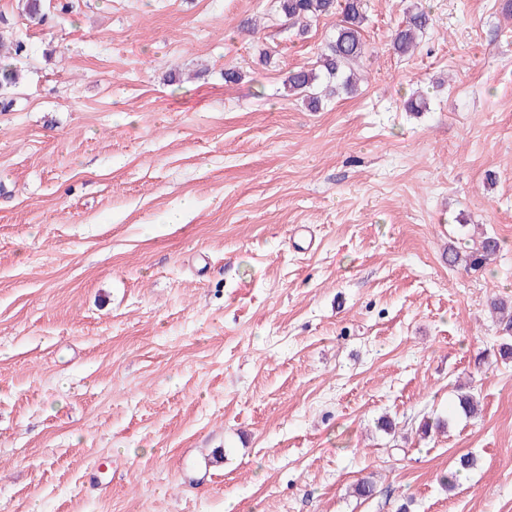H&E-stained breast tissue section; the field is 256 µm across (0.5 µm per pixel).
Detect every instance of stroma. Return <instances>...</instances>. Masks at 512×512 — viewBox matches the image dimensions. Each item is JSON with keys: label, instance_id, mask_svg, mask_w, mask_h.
<instances>
[{"label": "stroma", "instance_id": "stroma-1", "mask_svg": "<svg viewBox=\"0 0 512 512\" xmlns=\"http://www.w3.org/2000/svg\"><path fill=\"white\" fill-rule=\"evenodd\" d=\"M505 3L367 0L361 77L314 109L283 81L335 18L0 0L26 45L0 95V512H512ZM485 236L483 268L449 266ZM429 14L417 8L409 14L405 24L391 34V48L400 55H412L419 45L418 38L429 25Z\"/></svg>", "mask_w": 512, "mask_h": 512}]
</instances>
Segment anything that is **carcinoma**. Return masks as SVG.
I'll use <instances>...</instances> for the list:
<instances>
[{"label":"carcinoma","mask_w":512,"mask_h":512,"mask_svg":"<svg viewBox=\"0 0 512 512\" xmlns=\"http://www.w3.org/2000/svg\"><path fill=\"white\" fill-rule=\"evenodd\" d=\"M281 12L288 19L304 26L332 14L338 15L336 38L329 44L326 52L320 54L314 66L288 72L284 87L288 94L308 97L312 107H318L319 97L316 88L321 81L336 82V89L349 92L354 89L359 75V66L367 53L362 38L366 21L364 0H279ZM429 14L423 9L409 14L405 24L391 34V48L400 55L407 56L415 52L418 38L429 25ZM25 51L24 43L6 41L0 37V58L4 65L0 67V88L12 86L19 80L16 69L10 60ZM499 249L498 239L484 238L479 247L468 257L466 263L477 267L486 262ZM491 309L499 315V321L512 329V308L503 300L491 301Z\"/></svg>","instance_id":"carcinoma-1"}]
</instances>
